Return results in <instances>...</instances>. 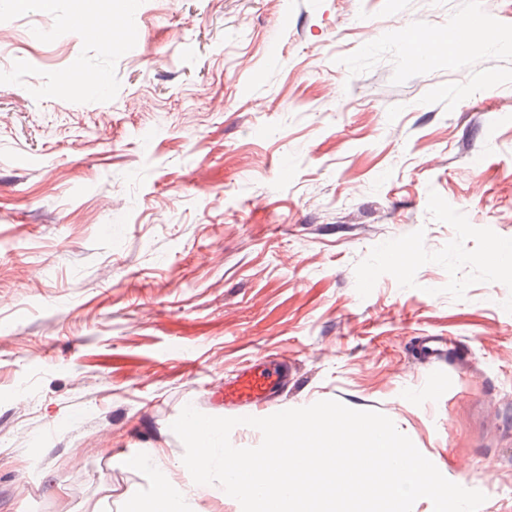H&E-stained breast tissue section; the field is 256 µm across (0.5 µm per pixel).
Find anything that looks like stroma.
<instances>
[{
    "label": "stroma",
    "instance_id": "1",
    "mask_svg": "<svg viewBox=\"0 0 512 512\" xmlns=\"http://www.w3.org/2000/svg\"><path fill=\"white\" fill-rule=\"evenodd\" d=\"M497 32L417 64L407 36ZM0 7V512H120L170 425L334 399L512 512V0ZM493 86H486V78ZM410 247L394 266L389 252ZM420 336L455 353L428 371ZM290 376L286 360L257 358L224 382V407L236 410L266 406L278 398Z\"/></svg>",
    "mask_w": 512,
    "mask_h": 512
}]
</instances>
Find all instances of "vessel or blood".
Wrapping results in <instances>:
<instances>
[{
  "mask_svg": "<svg viewBox=\"0 0 512 512\" xmlns=\"http://www.w3.org/2000/svg\"><path fill=\"white\" fill-rule=\"evenodd\" d=\"M448 344V337L424 336L420 338L416 352L425 363L432 365L447 359ZM290 376L287 361L255 359L225 382L224 406L236 410L268 405L278 398Z\"/></svg>",
  "mask_w": 512,
  "mask_h": 512,
  "instance_id": "b4317fda",
  "label": "vessel or blood"
}]
</instances>
